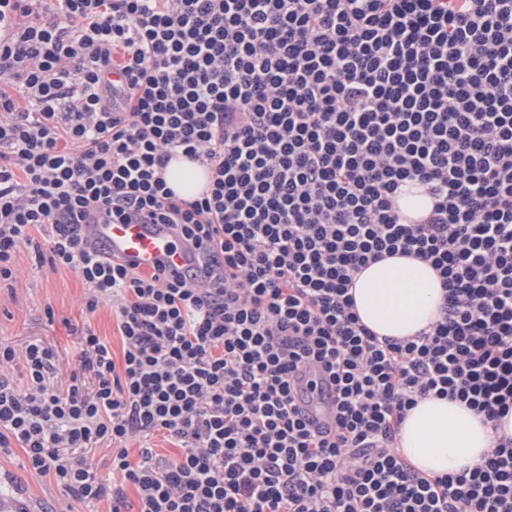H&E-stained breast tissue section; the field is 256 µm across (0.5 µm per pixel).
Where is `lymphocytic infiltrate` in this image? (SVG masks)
Wrapping results in <instances>:
<instances>
[{"label":"lymphocytic infiltrate","instance_id":"1","mask_svg":"<svg viewBox=\"0 0 512 512\" xmlns=\"http://www.w3.org/2000/svg\"><path fill=\"white\" fill-rule=\"evenodd\" d=\"M176 156L205 192L168 187ZM412 183L431 208L408 222ZM93 210L176 226L198 266L110 260ZM38 234L37 262L78 274L87 313L111 302L123 341L114 360L85 328L64 386L51 347L0 344V453L23 448L71 499L512 512L511 445L440 478L396 451L418 400L512 412V0H0V281ZM387 254L443 287L441 319L406 340L375 336L349 292ZM324 382L327 423L303 408ZM107 449L122 483L93 462Z\"/></svg>","mask_w":512,"mask_h":512}]
</instances>
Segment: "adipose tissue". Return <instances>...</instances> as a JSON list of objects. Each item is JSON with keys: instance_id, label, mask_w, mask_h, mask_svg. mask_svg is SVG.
I'll return each mask as SVG.
<instances>
[{"instance_id": "ef3b65f1", "label": "adipose tissue", "mask_w": 512, "mask_h": 512, "mask_svg": "<svg viewBox=\"0 0 512 512\" xmlns=\"http://www.w3.org/2000/svg\"><path fill=\"white\" fill-rule=\"evenodd\" d=\"M351 293L361 321L380 337L415 335L441 314L440 279L414 257L394 255L371 264L356 276ZM499 435L512 440V413L494 430L466 404L429 398L408 411L398 451L422 475H457L481 461Z\"/></svg>"}]
</instances>
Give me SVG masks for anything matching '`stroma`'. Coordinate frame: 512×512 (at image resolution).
I'll use <instances>...</instances> for the list:
<instances>
[{
  "mask_svg": "<svg viewBox=\"0 0 512 512\" xmlns=\"http://www.w3.org/2000/svg\"><path fill=\"white\" fill-rule=\"evenodd\" d=\"M87 286L73 271L38 266L32 247L16 258L13 280L0 283V343L20 347L39 340L52 346L61 363V382H69L78 370L81 331L91 326L105 340L114 359L122 357V341L112 316L111 304L87 314ZM110 512L111 499L87 506L64 495L52 476L32 472L23 449H12L0 458V512Z\"/></svg>",
  "mask_w": 512,
  "mask_h": 512,
  "instance_id": "35a3bbf8",
  "label": "stroma"
}]
</instances>
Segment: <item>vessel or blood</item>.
<instances>
[{
	"label": "vessel or blood",
	"mask_w": 512,
	"mask_h": 512,
	"mask_svg": "<svg viewBox=\"0 0 512 512\" xmlns=\"http://www.w3.org/2000/svg\"><path fill=\"white\" fill-rule=\"evenodd\" d=\"M88 220L89 239L133 271L154 272L161 268L181 271L196 260L194 244L180 237L169 225L112 224L97 213L90 214Z\"/></svg>",
	"instance_id": "1"
}]
</instances>
